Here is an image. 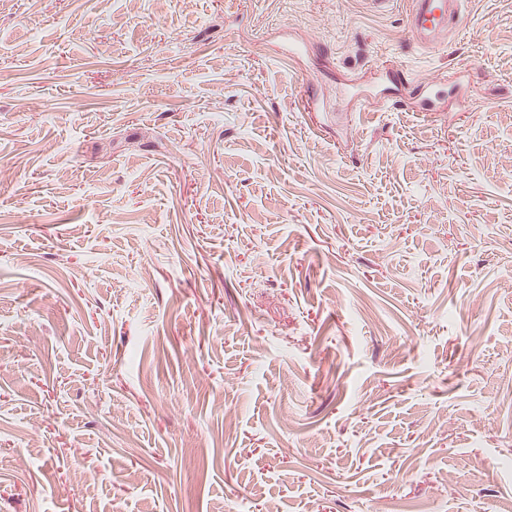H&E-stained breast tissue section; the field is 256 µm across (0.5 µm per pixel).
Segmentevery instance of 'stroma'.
<instances>
[{"instance_id": "35a3bbf8", "label": "stroma", "mask_w": 512, "mask_h": 512, "mask_svg": "<svg viewBox=\"0 0 512 512\" xmlns=\"http://www.w3.org/2000/svg\"><path fill=\"white\" fill-rule=\"evenodd\" d=\"M406 2L0 0V512H512V0ZM410 3L409 32L430 47L435 41L432 33L442 19L446 20L445 28L456 24L459 13L457 0H411Z\"/></svg>"}]
</instances>
